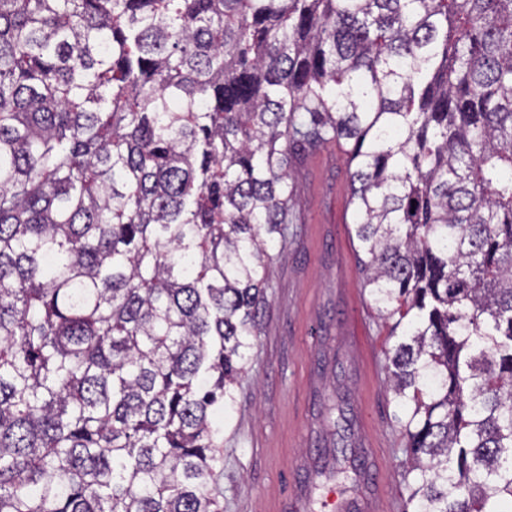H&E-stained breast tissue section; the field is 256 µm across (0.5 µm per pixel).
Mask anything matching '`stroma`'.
I'll list each match as a JSON object with an SVG mask.
<instances>
[{"mask_svg": "<svg viewBox=\"0 0 512 512\" xmlns=\"http://www.w3.org/2000/svg\"><path fill=\"white\" fill-rule=\"evenodd\" d=\"M288 239L224 417V512H338L374 497L406 512L405 439L387 388L390 326L363 286L348 156L291 154Z\"/></svg>", "mask_w": 512, "mask_h": 512, "instance_id": "stroma-1", "label": "stroma"}]
</instances>
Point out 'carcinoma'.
<instances>
[{
	"label": "carcinoma",
	"instance_id": "obj_1",
	"mask_svg": "<svg viewBox=\"0 0 512 512\" xmlns=\"http://www.w3.org/2000/svg\"><path fill=\"white\" fill-rule=\"evenodd\" d=\"M330 140L411 512H512V0H0V512H224Z\"/></svg>",
	"mask_w": 512,
	"mask_h": 512
}]
</instances>
